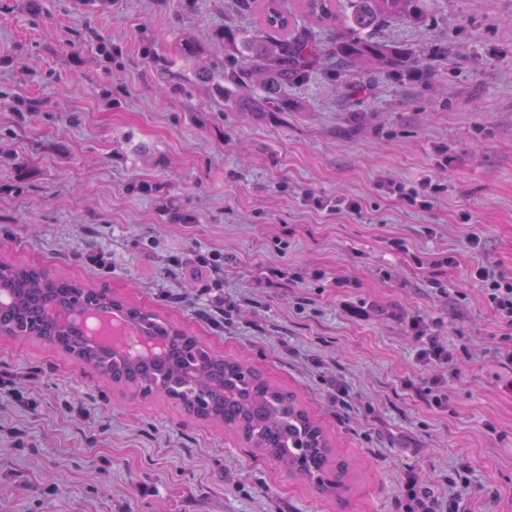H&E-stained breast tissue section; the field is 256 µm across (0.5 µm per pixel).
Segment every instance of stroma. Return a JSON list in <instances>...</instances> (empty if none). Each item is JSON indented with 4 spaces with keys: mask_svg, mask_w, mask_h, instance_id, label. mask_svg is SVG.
<instances>
[{
    "mask_svg": "<svg viewBox=\"0 0 512 512\" xmlns=\"http://www.w3.org/2000/svg\"><path fill=\"white\" fill-rule=\"evenodd\" d=\"M419 10L373 38L423 63L320 68L289 84L288 111L253 115L175 58L186 37L224 57L214 31L253 27L230 0H0V256L108 285L245 356L352 471L342 497L319 495L221 426L0 338L25 398L0 395V512H402L411 472L461 512H512V329L471 276H512V0ZM426 179L445 186L429 210L394 191ZM207 251L224 257L213 295L184 267ZM271 267L300 278L268 281ZM414 318L462 365L446 408L419 393L434 370Z\"/></svg>",
    "mask_w": 512,
    "mask_h": 512,
    "instance_id": "1",
    "label": "stroma"
}]
</instances>
